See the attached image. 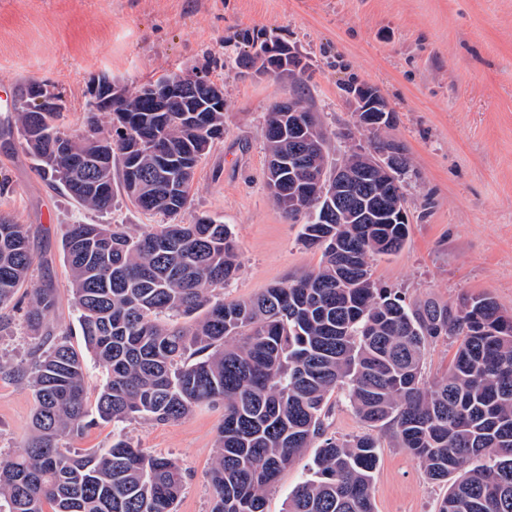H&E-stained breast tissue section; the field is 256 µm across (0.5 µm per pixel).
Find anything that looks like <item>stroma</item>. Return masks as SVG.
<instances>
[{
    "label": "stroma",
    "mask_w": 512,
    "mask_h": 512,
    "mask_svg": "<svg viewBox=\"0 0 512 512\" xmlns=\"http://www.w3.org/2000/svg\"><path fill=\"white\" fill-rule=\"evenodd\" d=\"M283 38L306 65L304 93L332 133L330 159L357 132L343 91L378 87L395 112L384 138L410 159L403 192L409 234L403 248L374 257L383 286L410 300L456 303L486 295L512 315V0H0V82L54 84L63 94L66 131L83 130L87 88L106 75L134 86L165 73L201 70L224 88V135L199 163L182 223L210 217L227 224L240 269L214 298L230 303L317 267L319 250L301 240L304 217L286 218L266 187L268 108L290 96L291 79L228 67L256 32ZM12 114L0 112V214L30 232L34 263L14 302L0 309V454L22 452L32 424L29 379L14 374L36 339L26 318L34 289L54 288L50 322L84 342L69 288L61 237L66 225L123 224L151 230L160 216L115 191L112 209L78 208L36 170ZM220 405L168 423L125 422L137 447L174 458L185 474L177 512H209V473L217 456ZM374 512H436L448 482L430 480L378 433ZM306 449L267 489L265 512H285L298 483L312 476Z\"/></svg>",
    "instance_id": "stroma-1"
}]
</instances>
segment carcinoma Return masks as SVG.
<instances>
[{"label": "carcinoma", "mask_w": 512, "mask_h": 512, "mask_svg": "<svg viewBox=\"0 0 512 512\" xmlns=\"http://www.w3.org/2000/svg\"><path fill=\"white\" fill-rule=\"evenodd\" d=\"M267 62L260 47L234 60L238 69ZM30 89L29 82L18 88L13 120L44 178L80 206L107 212L117 166L124 194L169 219L137 233L79 223L63 234L81 336L107 372L98 419L168 423L222 402L210 512H265L266 490L306 448L318 449L316 469L286 512H374L378 439L327 433L326 402L339 389L370 428L392 427L430 479L453 478L438 512H512V316L487 296L410 302L379 285L370 259L400 251L408 225L374 220L387 175L362 168L364 146L332 166L327 132L318 123L307 131L298 151L325 174L323 196L297 195L293 166L267 175L286 217L308 215L303 241L322 250L318 267L248 299L213 301L209 293L239 271L232 233L208 217L176 218L199 160L224 135V113L156 112L142 84L122 87V111L114 112L109 90L94 80L89 112L109 115L105 144L93 116L73 136L59 124L61 113L32 111ZM293 120L281 103L270 108L268 158L289 151ZM394 122L392 110L355 112L356 126L374 136ZM374 151L393 160L396 174L407 172L402 143L379 140ZM349 174L358 177L356 192L338 202L336 184ZM32 263L23 225L1 215L0 308L26 285ZM56 303L54 289L39 288L27 313L39 335L27 370L32 434L22 454L0 455V502L8 512H176L184 475L175 460L135 447L121 432L91 452L59 446L95 420L86 407L84 356L47 320ZM174 315L190 323L167 321ZM452 336L461 337L452 366L427 380V348Z\"/></svg>", "instance_id": "1"}]
</instances>
